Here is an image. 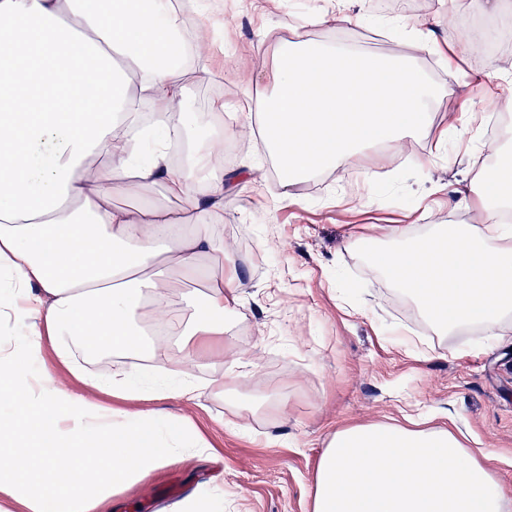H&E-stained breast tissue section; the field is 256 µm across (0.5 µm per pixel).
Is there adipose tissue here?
<instances>
[{"label":"adipose tissue","instance_id":"obj_1","mask_svg":"<svg viewBox=\"0 0 512 512\" xmlns=\"http://www.w3.org/2000/svg\"><path fill=\"white\" fill-rule=\"evenodd\" d=\"M188 0H0V325L23 323L26 342L0 344V494L28 512H98L106 498L188 456L213 450L189 418L109 409L31 379L25 359L51 344L78 380L84 359L116 356L107 387L136 392V360L200 349L223 352L237 271L223 250V128L189 137L194 117L175 112L195 61ZM266 89L268 147L288 188L357 150L423 126L433 95L411 60L284 42L271 70L247 76L240 111ZM150 101L160 133L141 130ZM186 159L164 162L171 141ZM132 195L162 185L181 201L112 207L114 185ZM476 194L482 226L435 224L425 232L386 226L353 241L372 266L431 320L437 335H501L512 328V162L485 170ZM203 295L178 305L180 280ZM369 423L333 432L320 458L312 512H512L488 452L448 429Z\"/></svg>","mask_w":512,"mask_h":512}]
</instances>
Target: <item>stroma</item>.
I'll return each mask as SVG.
<instances>
[{
    "instance_id": "35a3bbf8",
    "label": "stroma",
    "mask_w": 512,
    "mask_h": 512,
    "mask_svg": "<svg viewBox=\"0 0 512 512\" xmlns=\"http://www.w3.org/2000/svg\"><path fill=\"white\" fill-rule=\"evenodd\" d=\"M362 16L340 24L337 11ZM191 18L208 34L211 75L227 103L215 117L195 73L183 106L198 132L224 125V247L238 269V299L227 315L224 358L200 357L193 401L121 400L130 413L188 415L215 453L180 459L113 495L103 512H174L190 496L224 490V512H311L316 469L329 435L405 413L449 410L494 459L512 491V335L477 345L476 335L439 338L415 305L369 269L347 243L372 224H480L457 208V189L512 152L495 136L491 104L512 98V0L480 11L470 0H200ZM429 20L447 56L385 37L388 25ZM380 56L412 57L436 91L430 123L391 142V167L377 148L350 168L315 173L283 197L263 140L261 109L235 105L249 73L270 68L293 34ZM446 149L426 161L440 129ZM423 340L417 356L399 333Z\"/></svg>"
}]
</instances>
